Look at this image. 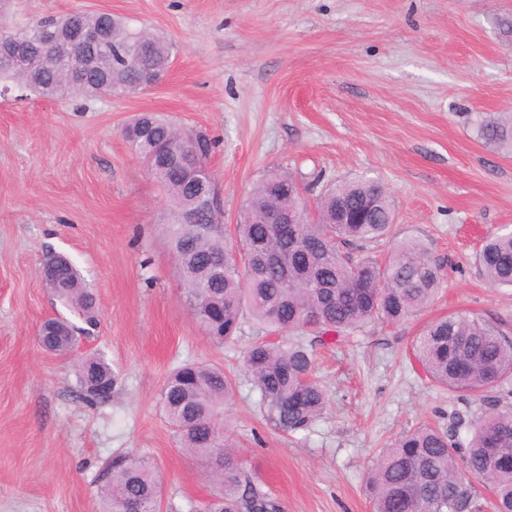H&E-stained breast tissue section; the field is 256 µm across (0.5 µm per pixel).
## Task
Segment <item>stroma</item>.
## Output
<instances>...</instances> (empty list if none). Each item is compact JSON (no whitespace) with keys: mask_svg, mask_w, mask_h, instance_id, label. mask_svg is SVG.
I'll return each mask as SVG.
<instances>
[{"mask_svg":"<svg viewBox=\"0 0 512 512\" xmlns=\"http://www.w3.org/2000/svg\"><path fill=\"white\" fill-rule=\"evenodd\" d=\"M76 11L117 15L174 53L164 79L136 94L50 99L0 83V512H97L96 476L121 451L154 459L162 512H195L212 485L159 406L187 359L234 376L224 431L282 512H370L364 483L380 448L487 409L426 376L414 356L423 325L463 310L512 328V288L490 287L474 262L487 234L512 231V155L476 133L480 118L512 112V0H0V28ZM143 112L210 142L228 246L268 174L288 172L313 196L365 176L395 213L366 253L415 240L442 265L418 317L315 344L330 406L309 432L261 417L243 354L265 329L243 316L217 346L187 308L173 208L121 136ZM49 252L96 294L99 317L76 354H104L118 373L103 403L79 397L70 360L38 343L44 320L71 316L42 277Z\"/></svg>","mask_w":512,"mask_h":512,"instance_id":"obj_1","label":"stroma"}]
</instances>
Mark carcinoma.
Returning <instances> with one entry per match:
<instances>
[{
  "label": "carcinoma",
  "instance_id": "1",
  "mask_svg": "<svg viewBox=\"0 0 512 512\" xmlns=\"http://www.w3.org/2000/svg\"><path fill=\"white\" fill-rule=\"evenodd\" d=\"M99 30L93 47L72 41V21ZM55 32L43 41L46 30ZM171 46L131 31L107 12H75L37 23L0 49V81L25 84L47 98L93 99L107 89L136 93L159 82L169 68ZM485 143L512 151V113L479 121ZM122 135L148 167L175 208L170 245L182 278L183 297L204 334L222 345L240 332L247 311L273 337L251 344L245 375L259 394L265 421L289 435L309 431L329 398L314 376L312 345L300 337L344 342L371 323L397 324L417 316L433 300L442 267L416 241L396 245L379 260L361 254L368 242L389 234L394 211L376 179L355 178L328 187L314 201L289 173H271L249 192L240 224L238 253L221 241L220 212L205 206L215 194L209 171L193 167L187 148L203 138L143 113ZM290 214L296 236H266L271 214ZM492 287H512V232L486 239L475 256ZM55 298L93 320L97 298L68 258L58 260ZM75 326L51 318L39 343L64 356ZM415 357L429 377L462 398L487 394L512 382V330L464 311L428 323L416 339ZM77 392L101 401L98 387L118 377L101 355L74 365ZM234 385L224 370L185 362L167 378L160 407L185 455L205 469L214 492L204 512H280V505L242 468L224 440V402ZM99 512H161L163 481L146 454H116L97 476ZM371 512H512V408L492 400L473 425L457 419L446 430L419 427L383 449L365 481Z\"/></svg>",
  "mask_w": 512,
  "mask_h": 512
}]
</instances>
